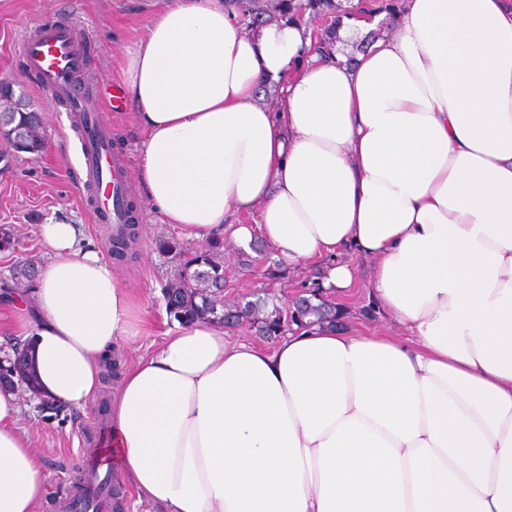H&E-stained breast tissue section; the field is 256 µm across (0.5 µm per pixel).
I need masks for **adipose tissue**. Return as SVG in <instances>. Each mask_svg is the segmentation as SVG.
I'll return each mask as SVG.
<instances>
[{"label":"adipose tissue","mask_w":512,"mask_h":512,"mask_svg":"<svg viewBox=\"0 0 512 512\" xmlns=\"http://www.w3.org/2000/svg\"><path fill=\"white\" fill-rule=\"evenodd\" d=\"M399 16L350 61L305 24L246 26L233 0H164L126 51L162 221L261 238L325 289L369 259L377 309L407 333L313 326L270 350L217 321L167 333L112 394L114 473L158 512H512V0ZM40 234L21 328L43 396L83 409L138 308L78 225ZM20 417L0 389V512H41Z\"/></svg>","instance_id":"ef3b65f1"}]
</instances>
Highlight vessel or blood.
<instances>
[{
  "label": "vessel or blood",
  "instance_id": "obj_1",
  "mask_svg": "<svg viewBox=\"0 0 512 512\" xmlns=\"http://www.w3.org/2000/svg\"><path fill=\"white\" fill-rule=\"evenodd\" d=\"M21 45L25 68L36 78V90L60 103L69 119L78 123L79 182L94 222L117 228L128 223L127 162L113 150L112 130L102 118L94 84L84 76L85 51L73 15L29 22Z\"/></svg>",
  "mask_w": 512,
  "mask_h": 512
}]
</instances>
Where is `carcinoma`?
Here are the masks:
<instances>
[{
    "instance_id": "obj_1",
    "label": "carcinoma",
    "mask_w": 512,
    "mask_h": 512,
    "mask_svg": "<svg viewBox=\"0 0 512 512\" xmlns=\"http://www.w3.org/2000/svg\"><path fill=\"white\" fill-rule=\"evenodd\" d=\"M242 16L249 18L248 24L255 25L264 21V17L303 21L304 15L310 18H328L331 23L320 37H314L317 50L328 51L332 42L329 33L336 28L342 15L338 14L333 0H306L301 5L297 0H238ZM16 124L28 129L29 148L26 153L37 155L43 150V139L37 131L33 120L34 113H18L11 116ZM138 240L136 221L125 225L117 236H109L112 257L123 260L132 255ZM159 253L178 260L173 274L163 288V296L167 298L166 311L181 325L199 320L216 319L227 326L234 327L246 321L250 323L258 335L266 339H277L281 336V315L284 307L273 305L267 310L268 302L258 298L247 302L243 307L224 305V240L214 239L205 244L199 252L188 260L182 259L183 247L179 239L173 235L159 237L155 241ZM300 329L313 325H334L340 320L341 307L321 298L300 297L293 303ZM7 372L16 376L19 384L30 395L41 398L39 376L35 363V355L30 343L25 341L13 347L12 359L6 362Z\"/></svg>"
}]
</instances>
